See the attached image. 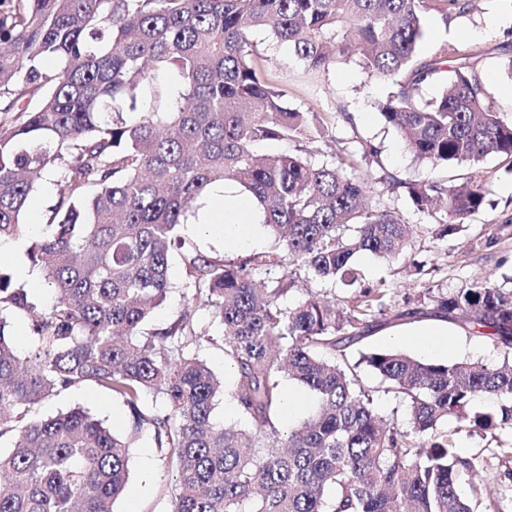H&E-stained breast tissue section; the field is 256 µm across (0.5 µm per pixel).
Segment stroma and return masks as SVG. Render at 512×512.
I'll use <instances>...</instances> for the list:
<instances>
[{"label": "stroma", "instance_id": "stroma-1", "mask_svg": "<svg viewBox=\"0 0 512 512\" xmlns=\"http://www.w3.org/2000/svg\"><path fill=\"white\" fill-rule=\"evenodd\" d=\"M506 19L512 30V0H473L468 13L457 15L444 11L442 0H428L423 13L425 35L420 44L421 55H433L440 45L466 53H476V73L494 111L512 117V73L505 67L500 34L486 29L489 11ZM258 49L268 70L276 76L291 75L288 104L293 108H313L320 112L327 125L321 144L322 159L343 155L361 141L378 147L382 168L395 176L415 180L447 178L457 182L473 176L486 182L490 194L485 209L465 223L461 232L446 239L433 237L431 227L438 224L439 214L415 209L405 193L391 196L390 205L410 224L413 232L404 256L397 259L362 254L357 266L362 273L360 287L370 288L384 283L388 294L376 317L382 329L360 344V351L394 349L418 358L436 362H462L481 359L496 366L503 362L504 351L489 341L470 334L461 326L436 318L408 317L406 308L430 307V292H448L465 286L474 278L493 274L496 284L512 286V165L500 157H489L478 165H460L436 169L419 162L407 150L399 133L386 125L379 105L385 101L393 84L388 80H366L355 62L339 63L314 84L302 80L303 65L288 45L277 42L268 33L256 35ZM51 178H43L32 194L26 223L33 229L22 236L23 250L19 255L0 258V271L11 275L15 286H27L21 274L30 267L28 251L45 227L48 210L55 204ZM200 254L216 260L236 262L256 252L270 250L275 245L271 232L250 245H231L209 232L182 234ZM172 289L162 305L157 307L147 323L148 329H160L175 321L183 312V297L187 282L181 246L172 248L169 261ZM199 330L213 335L203 343L197 355L224 383L216 398L214 416L218 422L231 423L237 410L226 387L234 371L224 358V347L216 336L217 329L205 310L194 316ZM443 329L439 342L443 351L419 348L413 336L425 329ZM87 410L105 424L123 427L126 408L110 392L91 383L61 391L46 399L36 410L38 417L47 418L73 408ZM448 431L461 455L482 453L486 484L497 504V512H512V431L486 435L469 433L449 422ZM177 492L174 473L161 449L147 436L138 437L131 450L129 478L124 495L114 505V512H170Z\"/></svg>", "mask_w": 512, "mask_h": 512}]
</instances>
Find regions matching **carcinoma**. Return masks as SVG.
<instances>
[{
    "label": "carcinoma",
    "instance_id": "carcinoma-1",
    "mask_svg": "<svg viewBox=\"0 0 512 512\" xmlns=\"http://www.w3.org/2000/svg\"><path fill=\"white\" fill-rule=\"evenodd\" d=\"M427 0H0V238L25 233L37 179L55 171L57 202L29 250L55 295L36 315L27 291L0 271V307L32 317L24 357L0 318V512H113L129 476L127 438L81 409L47 419L35 406L91 382L122 400L130 435H148L174 468L171 512H473L484 498L482 458L459 454L443 426L512 430V364L436 363L398 350L360 353L406 402L411 430L387 423L350 364L348 349L375 326L387 289L346 306L281 298L298 272L355 285V257H398L408 225L385 198L404 191L420 212L440 207L445 238L487 203L469 177L417 181L377 174L361 142L330 161L324 121L288 106L257 50L269 31L304 75L354 61L368 80L393 79L380 104L418 161L436 166L512 159V120L486 100L474 55L439 47L418 57ZM447 73L421 103L423 85ZM35 103L33 108L26 104ZM265 141L295 154L257 155ZM239 184L277 245L238 264L186 250L190 290L170 326L141 334L166 299L177 226L210 188ZM264 278L259 279L257 275ZM403 316L461 322L512 351V289L489 277L431 297ZM218 322L243 425H218L222 382L196 349ZM316 398L281 433L273 423L282 378ZM150 394L161 411L145 405ZM495 401L490 411L473 403Z\"/></svg>",
    "mask_w": 512,
    "mask_h": 512
}]
</instances>
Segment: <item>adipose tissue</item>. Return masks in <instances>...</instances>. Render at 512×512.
Returning a JSON list of instances; mask_svg holds the SVG:
<instances>
[{
  "mask_svg": "<svg viewBox=\"0 0 512 512\" xmlns=\"http://www.w3.org/2000/svg\"><path fill=\"white\" fill-rule=\"evenodd\" d=\"M261 223L249 196L219 185L213 188L209 204L186 230L195 233L207 228L225 241L245 244L259 236Z\"/></svg>",
  "mask_w": 512,
  "mask_h": 512,
  "instance_id": "1",
  "label": "adipose tissue"
}]
</instances>
